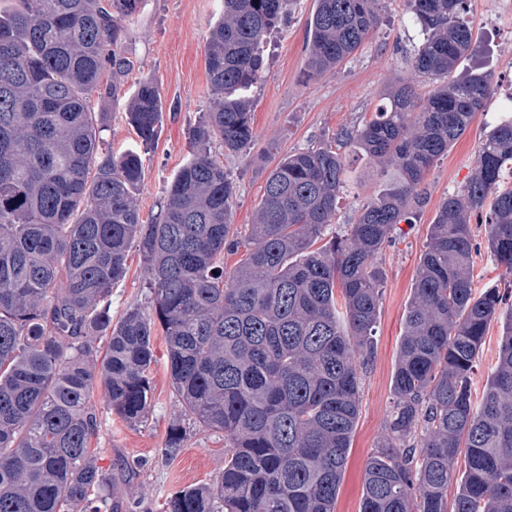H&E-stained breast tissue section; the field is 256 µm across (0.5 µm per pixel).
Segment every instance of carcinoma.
Returning <instances> with one entry per match:
<instances>
[{
    "label": "carcinoma",
    "mask_w": 512,
    "mask_h": 512,
    "mask_svg": "<svg viewBox=\"0 0 512 512\" xmlns=\"http://www.w3.org/2000/svg\"><path fill=\"white\" fill-rule=\"evenodd\" d=\"M380 2L315 0L307 78L359 49ZM407 3L425 34L408 61L414 79L340 135L379 165L383 188L348 234L318 247L346 183L332 143L278 161L245 239L232 224L236 184L211 155L215 141L237 153L255 140L245 92L295 0H223L205 48L208 110L148 224L134 197L141 154L98 159L109 102L127 98L146 148L162 119L152 79L123 91L134 66L122 51L125 22L142 0H0V512H111V481L90 450L100 428L90 394L104 387L115 414L142 422L158 327L182 416L229 445L220 482L172 494L164 512H334L383 296L378 256L426 204L424 175L491 87L486 73L454 77L473 42L467 0ZM419 82L432 85L423 100ZM509 163L504 116L480 144L473 176L438 206L361 512H512V304L496 285L474 288L471 226L490 209L487 249L512 274V188L501 184ZM133 248L152 311L131 307L114 325L112 286ZM226 253L241 254L230 273ZM496 319L495 370L477 402L472 378ZM182 440L172 423L166 453Z\"/></svg>",
    "instance_id": "cac0c4a2"
}]
</instances>
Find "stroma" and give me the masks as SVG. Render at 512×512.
Instances as JSON below:
<instances>
[{
    "mask_svg": "<svg viewBox=\"0 0 512 512\" xmlns=\"http://www.w3.org/2000/svg\"><path fill=\"white\" fill-rule=\"evenodd\" d=\"M484 3L468 0L465 18L473 29V51L460 61L456 73H487L492 91L466 133L425 174L420 188L427 194L426 206L412 224L402 225L378 258L384 293L335 512H361L365 468L389 420L405 308L429 228L442 199L461 190L473 174L478 147L502 116L505 96L512 90V26L487 12ZM314 5L315 0H297L288 26L274 32L264 46V68L248 92L255 142L237 154L225 153L218 143L211 148L236 182L233 222L242 230L252 224L265 177L278 160L370 120L386 92L408 78L406 53L422 39L406 0H383L378 25L357 52L309 80L304 76L306 37ZM220 12V0H144L129 26L127 50L135 66L125 84L152 78L163 103L155 142L141 151L143 176L135 198L143 220L157 214L164 190L188 158L189 132L208 109L204 46ZM345 156L349 182L336 220L326 230L330 236L346 233L359 208L379 190L368 161L350 150ZM150 298L143 263L137 252H130L125 276L112 287L113 319H120L129 306H148ZM151 382V406L140 424L123 423L109 409L102 389H95L90 399L101 420L91 447L98 467L112 480L118 512H161L171 494L216 483L224 472L223 433L190 421L184 423L177 455L165 453L169 427L182 410L160 336L154 340Z\"/></svg>",
    "mask_w": 512,
    "mask_h": 512,
    "instance_id": "obj_1",
    "label": "stroma"
}]
</instances>
